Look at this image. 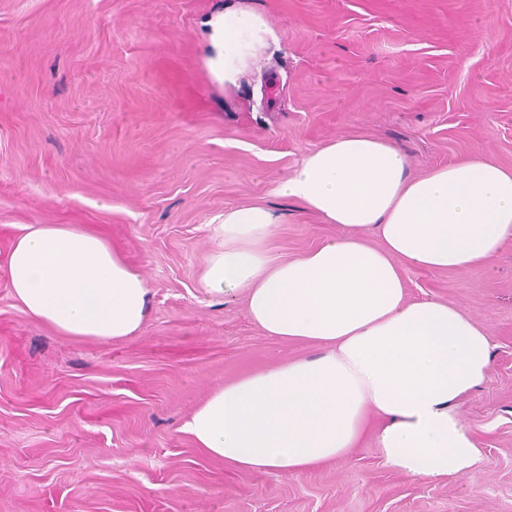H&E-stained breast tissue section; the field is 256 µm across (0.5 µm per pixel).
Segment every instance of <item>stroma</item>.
Segmentation results:
<instances>
[{
	"mask_svg": "<svg viewBox=\"0 0 512 512\" xmlns=\"http://www.w3.org/2000/svg\"><path fill=\"white\" fill-rule=\"evenodd\" d=\"M226 3L0 0V512H512V242L489 271H405L409 299L494 338L459 403L474 474L412 479L370 438L304 474L245 471L183 430L225 382L314 353L264 336L242 296L204 293L214 218L266 204L289 259L335 236L273 189L344 132L397 144L417 173L512 167V0H240L282 41L230 88L203 27ZM32 224L120 249L151 290L142 330L103 343L25 314L6 264Z\"/></svg>",
	"mask_w": 512,
	"mask_h": 512,
	"instance_id": "stroma-1",
	"label": "stroma"
}]
</instances>
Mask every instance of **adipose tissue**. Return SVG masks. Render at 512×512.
I'll return each mask as SVG.
<instances>
[{"instance_id":"obj_1","label":"adipose tissue","mask_w":512,"mask_h":512,"mask_svg":"<svg viewBox=\"0 0 512 512\" xmlns=\"http://www.w3.org/2000/svg\"><path fill=\"white\" fill-rule=\"evenodd\" d=\"M207 25L210 63L228 86L278 39L262 13L235 0ZM274 192L338 235L284 259L268 246L275 212L227 209L201 286L244 293L264 335L317 353L215 389L186 432L212 458L250 471L302 474L344 460L371 434L396 472L474 473L479 450L457 402L487 379L494 339L460 307L408 301L403 271L490 268L512 241V169L475 156L415 174L395 144L346 132L307 153ZM7 275L23 311L62 336L119 341L147 317L145 279L85 228L29 226Z\"/></svg>"}]
</instances>
